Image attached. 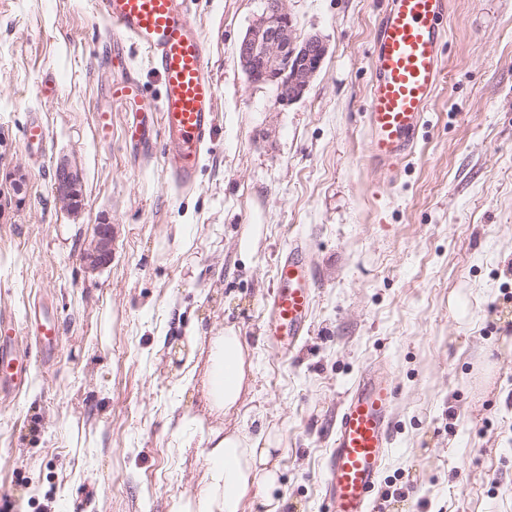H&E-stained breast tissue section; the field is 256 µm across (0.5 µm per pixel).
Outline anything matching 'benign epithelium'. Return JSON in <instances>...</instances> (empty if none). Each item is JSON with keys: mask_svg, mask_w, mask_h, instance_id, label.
<instances>
[{"mask_svg": "<svg viewBox=\"0 0 512 512\" xmlns=\"http://www.w3.org/2000/svg\"><path fill=\"white\" fill-rule=\"evenodd\" d=\"M326 55L322 39L303 40L296 34L286 0H277L245 33L238 45L241 65L253 86H272L279 92V102L288 106L300 100L312 78L319 72ZM59 200L69 208L79 205L78 177L65 164L57 166ZM87 259L94 266L112 260V225L98 224L95 241Z\"/></svg>", "mask_w": 512, "mask_h": 512, "instance_id": "obj_1", "label": "benign epithelium"}]
</instances>
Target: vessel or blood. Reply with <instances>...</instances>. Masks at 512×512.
I'll return each instance as SVG.
<instances>
[{
	"label": "vessel or blood",
	"mask_w": 512,
	"mask_h": 512,
	"mask_svg": "<svg viewBox=\"0 0 512 512\" xmlns=\"http://www.w3.org/2000/svg\"><path fill=\"white\" fill-rule=\"evenodd\" d=\"M448 0H388L378 26L366 109L371 162L396 173L414 152L425 113L442 78L441 48L448 39ZM96 15L114 35V48L142 50L162 81L158 115H138L129 141L159 154L174 185L197 186L202 153L214 141L217 84L209 46L184 0H94ZM278 287L264 315L266 336L289 354L307 334L316 282L301 241L289 244L277 266ZM34 336L41 354L61 339L58 321L42 311L16 324L0 318V392H15L29 378L20 336ZM394 390L383 368L364 372L336 419L325 492L328 512H370L393 445Z\"/></svg>",
	"instance_id": "b4317fda"
}]
</instances>
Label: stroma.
<instances>
[{
  "label": "stroma",
  "mask_w": 512,
  "mask_h": 512,
  "mask_svg": "<svg viewBox=\"0 0 512 512\" xmlns=\"http://www.w3.org/2000/svg\"><path fill=\"white\" fill-rule=\"evenodd\" d=\"M386 3L287 0L298 36L322 37L327 55L284 106L237 52L264 0H187L219 117L183 193L125 138L136 111L158 112L161 83L136 50L110 61L93 0H0V314L20 323L40 303L62 331L28 385L0 394V512H178L209 462L200 439L179 447L168 413L204 410L181 369L230 325L255 368L223 425L275 447L283 512H328L336 416L377 363L396 402L375 512H512V0H450L426 133L391 179L367 159L365 117ZM129 73L136 107L110 96ZM35 120L47 138L29 151ZM63 161L79 174L75 209L55 192ZM99 224L112 260L94 270L83 254ZM297 238L315 300L283 357L263 306Z\"/></svg>",
  "instance_id": "obj_1"
}]
</instances>
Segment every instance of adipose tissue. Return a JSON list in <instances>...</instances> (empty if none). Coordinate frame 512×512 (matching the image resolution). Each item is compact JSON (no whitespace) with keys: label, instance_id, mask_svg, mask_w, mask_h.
Returning <instances> with one entry per match:
<instances>
[{"label":"adipose tissue","instance_id":"adipose-tissue-1","mask_svg":"<svg viewBox=\"0 0 512 512\" xmlns=\"http://www.w3.org/2000/svg\"><path fill=\"white\" fill-rule=\"evenodd\" d=\"M254 370V351L234 328L211 337L206 366L197 370L189 366L183 379L186 385L201 382L206 408L215 415L238 412L249 373ZM176 430L193 431L206 440L210 466L200 493L188 498L179 512H244L257 479L267 486L277 481V465L273 451L260 447L237 430L206 427L202 418L184 414L174 419Z\"/></svg>","mask_w":512,"mask_h":512}]
</instances>
